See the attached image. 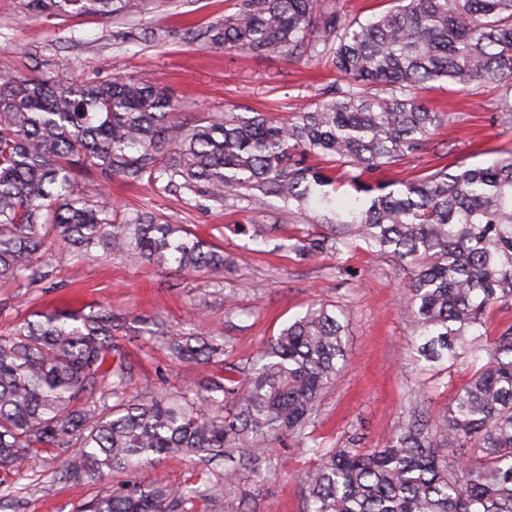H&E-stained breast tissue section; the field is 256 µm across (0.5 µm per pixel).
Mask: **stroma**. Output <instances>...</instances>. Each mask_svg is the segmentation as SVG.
<instances>
[{"label":"stroma","instance_id":"35a3bbf8","mask_svg":"<svg viewBox=\"0 0 512 512\" xmlns=\"http://www.w3.org/2000/svg\"><path fill=\"white\" fill-rule=\"evenodd\" d=\"M238 3L165 0L117 25L96 16L25 18L17 0H0V70L49 77L64 60L73 79L130 76L169 89L181 103V120L189 123L229 112L287 118L321 100L337 81L328 58L256 57L187 39L188 28L208 26L235 12ZM150 28L166 30V42L142 40L140 31ZM423 97L447 113L438 134L441 145L394 166L390 177L445 164L480 165L496 151L512 150V126L497 120L499 92L467 94L443 85ZM78 181L89 192L104 193L117 214L157 213L185 225L229 260L220 277L206 270L184 274L124 255L80 258L56 245L41 259V282L0 283V335L37 311L111 312L119 323L115 350L130 368L128 397L193 388L208 373L174 358L160 338L144 333L143 320L186 332L205 325L207 334L229 341L225 365L241 366L318 302L340 306L349 319L348 366L318 407L315 433L327 446H343L354 435L359 447H379L406 410L433 414L451 406L473 371L465 362L442 371L420 357L418 329L402 311L405 274L393 258L361 241L340 255L290 250L292 239L327 233L321 208L291 214L271 197L219 204L201 193L175 196L157 186H127L93 173L79 175ZM63 454L55 448L38 464L12 471L0 486L6 496L0 512H84L125 480L121 474L100 482L54 480L53 494L43 495L41 483L54 479ZM275 454L277 466L266 481L239 470L236 489L245 512H302L299 477L314 459L288 438L277 443Z\"/></svg>","mask_w":512,"mask_h":512}]
</instances>
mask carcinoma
Returning a JSON list of instances; mask_svg holds the SVG:
<instances>
[{
    "label": "carcinoma",
    "mask_w": 512,
    "mask_h": 512,
    "mask_svg": "<svg viewBox=\"0 0 512 512\" xmlns=\"http://www.w3.org/2000/svg\"><path fill=\"white\" fill-rule=\"evenodd\" d=\"M150 0H19L25 15L95 14L128 21ZM360 22L336 0H241L188 34L203 44L288 60L333 57L340 83L289 118L226 114L184 124L166 89L129 77L49 80L0 71V281L41 278L52 242L86 256L115 253L181 272H224L229 260L182 224L149 211L117 218L77 173L179 193L204 188L222 204L276 197L304 211L333 204L348 182L367 208L336 217L300 252L341 254L355 240L392 256L409 279L405 313L425 361L474 365L448 411L402 416L383 447L353 438L324 448L314 434L323 391L346 367L348 321L320 303L285 326L246 367L229 366L196 392L124 397L128 367L110 360L112 313L54 309L0 335V470L70 448L62 478L138 475L89 512H194L217 499L242 512L229 468L205 488L173 489L140 470L157 458H225L256 465L283 436L317 457L301 475L304 512H512V325L488 340L487 314L512 305V151L477 166L407 179L372 175L426 150L445 114L419 97L512 85V0H397ZM179 361L224 362V343L166 334ZM110 378L108 388L98 387ZM450 448L478 455L450 459Z\"/></svg>",
    "instance_id": "carcinoma-1"
}]
</instances>
